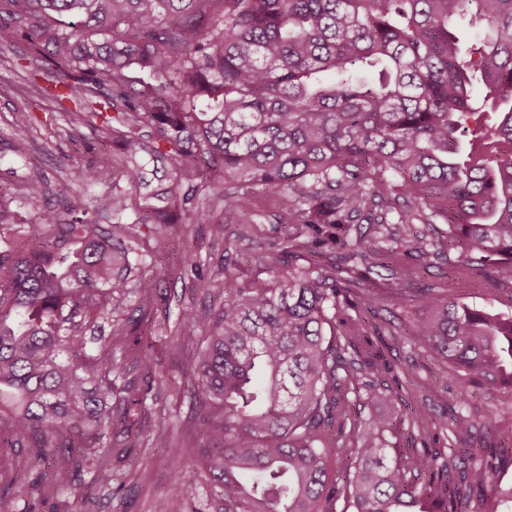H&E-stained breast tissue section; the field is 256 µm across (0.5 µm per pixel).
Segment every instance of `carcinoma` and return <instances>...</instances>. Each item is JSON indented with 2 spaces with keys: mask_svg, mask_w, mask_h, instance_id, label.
I'll return each instance as SVG.
<instances>
[{
  "mask_svg": "<svg viewBox=\"0 0 512 512\" xmlns=\"http://www.w3.org/2000/svg\"><path fill=\"white\" fill-rule=\"evenodd\" d=\"M460 26L477 31L465 50ZM21 38L51 77L31 81L52 103L45 125L60 114L76 139L89 126L121 162L101 193L91 168L61 162V180L85 198L65 218L44 210L16 224L0 188V419L6 443L37 462L59 448L56 476L33 481L31 498L56 503L104 445L120 462L140 447L153 385L116 401L103 370L126 376L146 360L109 364L76 327L99 319L112 348L128 347L119 312L146 264L141 226L205 224L238 251L256 198L282 196L302 230L284 238L269 278L241 284L225 265L204 274L194 254L181 257L191 289L222 299L182 321L210 331L191 378L203 419L218 418L202 453L210 493L224 512H475L477 489L478 502L512 512V489L494 477L512 448L462 447L465 416L407 414L409 441L439 428L447 446L391 460L376 417L349 422L353 396L408 403L365 343V320L336 318L359 290L341 276L353 260L372 269L403 247L512 266V0H0V50ZM478 80L502 105L490 129L469 125ZM37 122L18 106L14 141ZM155 156L172 163L153 194L162 207L137 203ZM206 190L216 217L195 206ZM97 213L112 220L103 232ZM354 224L371 225L373 240L350 238ZM420 224L448 232L430 237ZM336 244L345 253L320 263ZM137 288L149 301L156 276ZM387 291L413 310L419 353L469 383L512 388V315L430 288L413 298L398 277ZM174 494L194 501L201 490L180 481Z\"/></svg>",
  "mask_w": 512,
  "mask_h": 512,
  "instance_id": "obj_1",
  "label": "carcinoma"
}]
</instances>
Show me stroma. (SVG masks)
<instances>
[{"label":"stroma","instance_id":"1","mask_svg":"<svg viewBox=\"0 0 512 512\" xmlns=\"http://www.w3.org/2000/svg\"><path fill=\"white\" fill-rule=\"evenodd\" d=\"M26 79L0 68V187L8 192L6 202L15 220L33 219L37 210L46 206L62 208L64 202L80 203L77 191L62 187L56 169L60 156L91 166L97 175L98 190H105L112 181V170L102 162L100 149L76 147L65 122L52 127H38L32 140L23 150H16L10 137L9 121L18 104L28 103L33 112L43 110L44 101L36 95H25ZM46 180L45 193L32 198L21 192V185ZM297 226L283 224L259 225L250 242L242 250L228 252L223 242L214 240L205 225H194L189 233L180 226H172L163 233L142 236L140 243L160 271V286L154 299L156 313L151 330L141 333V348L149 362L157 386V404L151 416L153 431L166 432L168 445L153 447L144 441L133 452V462L119 472L104 466L97 470L99 500L94 509H86L79 492L65 489L60 496L59 512H155L158 500L171 498L173 512H218L209 496L187 503L172 499L176 478H184L199 485H207L204 472L195 458L206 445V426L201 418L199 400L190 388L192 359L202 345L204 331L187 336L180 331V321L189 312L204 314L213 302L209 296L190 289L189 278H177L169 264L179 240H187L196 247L201 262L209 268L220 265L231 267L239 282L246 283L267 276L269 259L276 253L286 233H297ZM452 254L431 255L416 259L399 253L393 266L396 276L402 277L408 291L417 293L426 289L452 291L468 305L491 304L512 311V268L503 266L485 269L479 266L458 270L449 275ZM351 277L360 279L363 293L355 306H342L345 315L358 316L364 309H372L366 320L365 333L373 346L378 347L389 362L403 387L409 388L413 409L438 416L454 411L470 415L473 427L470 441L497 443L512 437V388L481 385L469 387L463 376L444 374L441 367L417 354L406 334L389 335L387 323L392 320L391 306L385 297L384 281L377 273L354 262L349 266ZM468 399V406H460V399ZM495 413L494 426H487V413ZM56 460L47 456L41 463H33L27 449L0 447V483L13 484L16 494L11 503L0 505V512H21L26 507V489L35 474L54 476ZM122 483L121 494H113L115 483Z\"/></svg>","mask_w":512,"mask_h":512}]
</instances>
